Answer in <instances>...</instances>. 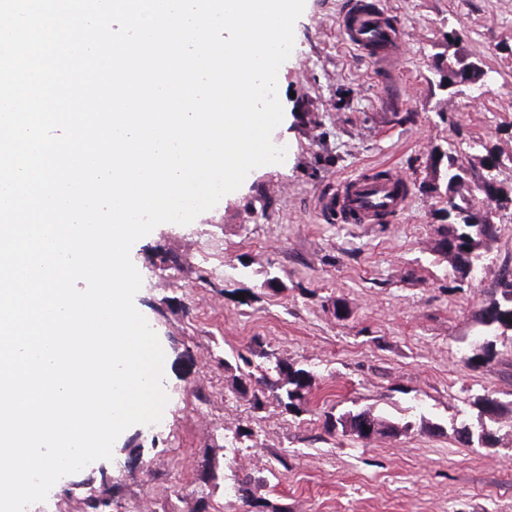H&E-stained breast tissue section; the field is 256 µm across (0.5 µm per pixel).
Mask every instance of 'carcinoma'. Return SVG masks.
Listing matches in <instances>:
<instances>
[{
    "label": "carcinoma",
    "mask_w": 512,
    "mask_h": 512,
    "mask_svg": "<svg viewBox=\"0 0 512 512\" xmlns=\"http://www.w3.org/2000/svg\"><path fill=\"white\" fill-rule=\"evenodd\" d=\"M447 83L459 80L463 85H474L482 81L486 71L479 61L462 62L448 58L446 62ZM434 165L430 190L440 198L444 225L441 226L440 252L448 256V263L457 274L460 282L468 279L469 266L480 256L481 251L493 241L499 232L498 225L478 221L491 206V198L486 187L487 174L475 179L470 168L465 166L462 155L454 149H434ZM481 330L475 342L481 347L472 348V355L465 358L466 364L476 366L491 362L495 357L497 341L512 338V274L502 278L500 288L486 301L479 314ZM255 351L237 352L234 361H224V371L232 374V393L250 408L259 413L266 409L269 400H274L282 412L298 415L310 402L313 374L296 362L273 357L263 353L267 361L266 375L256 377L253 372ZM469 406L477 410V417L486 418L496 424L499 420L501 404L495 393L476 395ZM372 426L373 435H390L398 431V426L390 419L367 411H346L340 415L332 412L324 414V424L333 430L341 429L344 434L352 433L366 440L368 434L359 426L362 421ZM459 441L470 446L477 442L492 444L494 433L490 430L476 431L465 422L454 428ZM259 434L247 421L238 426L228 445L237 447L242 441L257 443Z\"/></svg>",
    "instance_id": "obj_1"
}]
</instances>
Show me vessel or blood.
I'll list each match as a JSON object with an SVG mask.
<instances>
[{
  "mask_svg": "<svg viewBox=\"0 0 512 512\" xmlns=\"http://www.w3.org/2000/svg\"><path fill=\"white\" fill-rule=\"evenodd\" d=\"M342 26L350 42L375 61L395 59L401 34L371 0H351L342 16ZM397 174L377 179L364 172L341 183L335 193L320 201L322 210L343 224L373 223L376 213L399 212L406 207L407 197L397 195Z\"/></svg>",
  "mask_w": 512,
  "mask_h": 512,
  "instance_id": "b4317fda",
  "label": "vessel or blood"
}]
</instances>
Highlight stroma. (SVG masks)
I'll use <instances>...</instances> for the list:
<instances>
[{"label": "stroma", "instance_id": "1", "mask_svg": "<svg viewBox=\"0 0 512 512\" xmlns=\"http://www.w3.org/2000/svg\"><path fill=\"white\" fill-rule=\"evenodd\" d=\"M374 2L401 34L399 61L373 62L348 41V0H305L278 71L284 118L271 138L284 162L252 170L195 223L135 242L134 303L165 353L163 417L125 430L111 460L60 478L27 512H88L104 493L114 512H198L202 489L208 512H512V342L490 363L464 361L483 302L512 273V218L459 287L438 250L439 200L421 187L434 148L472 160L487 145L512 189V0ZM452 29L462 41H448ZM454 54L481 61L488 80L446 91L434 61ZM368 168L406 178L403 212L342 224L319 210ZM250 346L313 372L306 412L271 404L257 416L233 397L224 360ZM485 389L503 404L499 443L460 445L451 424L475 419L467 399ZM349 409L404 429L366 441L325 427V412ZM253 418L263 445L225 447ZM237 476L253 479V502L226 492Z\"/></svg>", "mask_w": 512, "mask_h": 512}]
</instances>
